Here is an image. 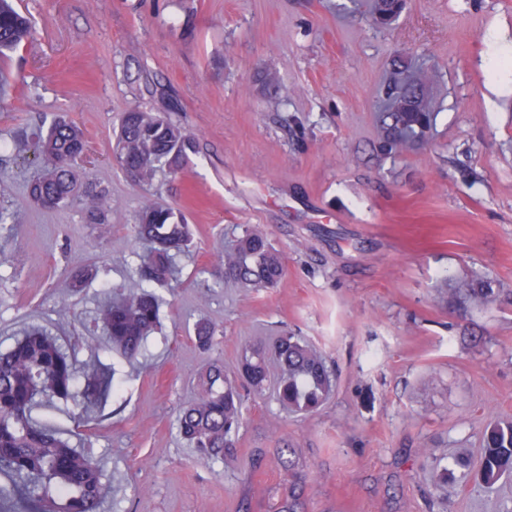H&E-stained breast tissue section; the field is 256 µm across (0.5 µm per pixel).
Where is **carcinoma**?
<instances>
[{"instance_id": "obj_1", "label": "carcinoma", "mask_w": 512, "mask_h": 512, "mask_svg": "<svg viewBox=\"0 0 512 512\" xmlns=\"http://www.w3.org/2000/svg\"><path fill=\"white\" fill-rule=\"evenodd\" d=\"M405 0H375L378 21L388 23L404 9ZM34 33L30 19L15 0H0V58L28 41ZM427 73L415 78L396 69L384 89L382 154L402 153L424 140L433 126ZM19 156L28 152L41 159L40 172L30 185L38 204L59 208L80 204L96 224L109 223V193L79 194L76 166L86 152L82 129L72 120L55 118L47 130L22 131L12 140ZM113 156L134 181L150 186L158 173H176L189 161L191 136L179 124L150 110L134 109L120 119L113 139ZM135 225L139 239L149 244L140 257L139 273L147 285L112 296L103 292L95 322L99 350L117 353L129 362L139 358L158 326L161 299L152 289L173 279L176 257L190 241L191 228L177 209L148 202ZM224 279L241 288H270L285 273L281 254L259 231L244 229L221 256ZM494 289L480 281L468 289L470 299L491 301ZM213 327L196 324L199 347H211ZM248 375L231 379L224 365L209 363L198 375L194 398L178 415V431L186 444L208 460H224L234 447L233 436L242 418L244 387L256 396L272 391L277 402L294 412L320 408L332 391L333 379L324 357L293 334L275 336L262 347L243 350L239 366ZM85 387H80V380ZM116 389L112 367L100 360L83 367L40 326H31L13 347L0 353V473L11 480L0 487L25 502L29 512H100L103 471L92 456L71 447L61 432L37 423L32 416L37 397L98 404ZM478 476L488 487L512 476V421H492L483 434Z\"/></svg>"}]
</instances>
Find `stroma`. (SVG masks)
I'll return each mask as SVG.
<instances>
[{
	"instance_id": "1",
	"label": "stroma",
	"mask_w": 512,
	"mask_h": 512,
	"mask_svg": "<svg viewBox=\"0 0 512 512\" xmlns=\"http://www.w3.org/2000/svg\"><path fill=\"white\" fill-rule=\"evenodd\" d=\"M16 4L35 35L4 64L0 206L18 222L0 249V349L39 325L92 362L97 293L141 284L146 199L194 230L178 277L156 289L161 325L143 356L103 357L118 392L52 418L99 462L101 512H512V481L490 490L455 464L477 461L487 423L512 421V0H406L385 27L373 0ZM398 58L437 71V120L428 143L383 156L373 143ZM134 108L195 145L150 187L112 157V128ZM59 116L84 131L81 188L109 191V223L34 204L39 162L5 147ZM247 226L284 258L277 287L224 281L218 256ZM89 266L100 278L74 290ZM480 280L493 301L466 297ZM201 320L215 329L207 350ZM280 332L324 355L331 398L292 415L246 397L234 448L200 459L176 421L197 374L212 361L233 373L246 344Z\"/></svg>"
}]
</instances>
